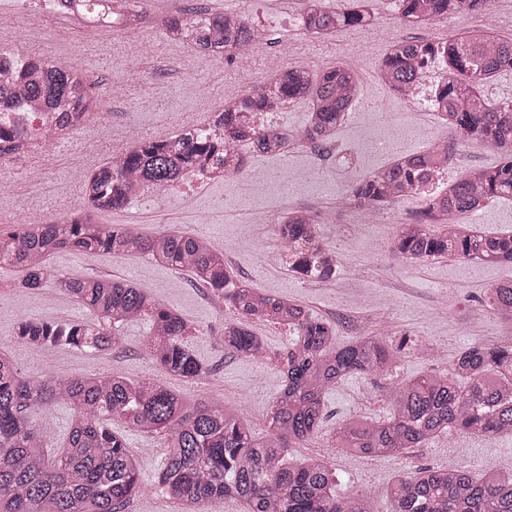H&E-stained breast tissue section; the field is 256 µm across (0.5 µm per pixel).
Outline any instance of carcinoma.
I'll return each instance as SVG.
<instances>
[{
	"instance_id": "cac0c4a2",
	"label": "carcinoma",
	"mask_w": 512,
	"mask_h": 512,
	"mask_svg": "<svg viewBox=\"0 0 512 512\" xmlns=\"http://www.w3.org/2000/svg\"><path fill=\"white\" fill-rule=\"evenodd\" d=\"M484 0H398L399 19L415 26L441 17L480 12ZM373 16V0H346L331 8L324 0H305L302 22L315 34L334 35L363 27ZM164 28L176 42L204 54L220 47L236 49L257 37L245 18L230 20L206 13L192 20L181 13L167 16ZM434 56L448 57V74L439 96L447 125L464 138L500 154L491 168L468 170L455 180L445 198L426 203L418 219L401 224L392 252L412 262L456 258L480 264L512 263V232L474 234L468 224H452L448 213H477L490 199L512 196V100L491 103L482 86L512 70V40L488 29L458 34L444 42L396 40L380 61L391 92L405 96ZM88 76L66 62L45 57L12 59V70L0 71V112H26L39 102L74 101L97 111V100L85 92ZM360 87L342 64L314 72L283 68L235 100L224 99L215 127L224 134L189 129L177 139L141 138L122 157L79 176L84 208L51 224L19 223L0 230V267L22 274L19 287L35 289L47 281L81 303L93 319L51 323L24 318L17 338L33 348L66 345L81 351L112 350L120 328L146 317L151 322L147 356L167 375L194 380L202 365L183 343L190 328L177 311L165 307L147 289L128 281L88 277L55 269L48 260L59 250L140 255L224 295L233 317L224 321V345L238 354L265 357L263 337L250 324L270 322L296 335L280 359L282 389L267 409L265 428L257 433L237 413L219 403L191 407L151 373L133 381L120 374L30 376L0 352V512H120L141 491L139 459L127 450L122 435L108 421L164 440L168 453L155 487L183 512L232 499L243 512H373L372 497L336 496L335 480L325 460L307 458L291 465L290 449L316 439L324 419V396L353 374L385 376L397 367L401 349L378 334L336 345L333 328L314 318L302 304L264 294L241 283L225 284L232 272L224 252L205 238L163 229L145 233L130 224H100L97 216L121 211L141 184L167 187L187 174L222 168L219 180L245 166L244 156L230 152V140L249 144L265 156L284 153L287 138L274 127L251 124L247 112H276L285 101L308 104L304 129L293 138L329 139L345 122ZM25 131L0 128V157L11 152ZM441 163L437 153H407L385 168L352 184L353 200L370 213L416 194L430 171ZM280 240L288 250L290 270L312 279L338 268L336 252L294 214L281 223ZM488 303L499 319L512 324V284L489 288ZM61 403L72 419L67 441L53 459L45 457L30 419L39 407ZM465 432L496 438L512 435V345L474 343L462 351L446 373L425 374L395 388L390 416L382 421L349 418L327 438V447L365 456H397L440 435ZM390 512H512V474L474 478L460 470L422 468L398 476L384 490Z\"/></svg>"
}]
</instances>
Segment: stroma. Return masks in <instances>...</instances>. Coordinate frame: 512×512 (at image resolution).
<instances>
[{
	"label": "stroma",
	"mask_w": 512,
	"mask_h": 512,
	"mask_svg": "<svg viewBox=\"0 0 512 512\" xmlns=\"http://www.w3.org/2000/svg\"><path fill=\"white\" fill-rule=\"evenodd\" d=\"M200 9L223 12L224 0H151L150 48L135 75L126 50L129 34L113 33L111 46L105 50L99 45L96 29H70L51 15L44 0H26L20 7L13 0H0L1 16L34 20L35 54L70 58L96 82L106 97L111 122L107 128L91 123L68 143L49 146L26 162L1 166L0 174L9 177L15 188L0 195V214L9 216L27 209L66 214L83 204L81 188L70 177L74 161L87 168L108 161L114 149L113 129L128 126L142 136L163 138L183 123L203 119L204 103H211L217 111L223 108L224 90L238 80L240 60L203 58L186 76L166 66L167 61L189 56L190 49L167 41L164 18ZM482 24L480 14L463 13L417 28L398 25L393 36L443 42ZM363 35L358 27L341 30L325 49L296 41L283 53L285 65L316 71L338 63L350 65V58L339 53L337 45ZM434 132L429 113L407 107L369 76L361 101L322 148L293 143L281 157H251V166L275 172L263 185L227 186L214 181L192 194L185 192L179 181L166 195L144 197L125 210L99 218L103 224H133L145 232L172 228L205 236L223 250L224 260L237 278L258 292L298 301L333 326L337 344L381 328L395 337L411 339L391 376H352L333 386L324 399L322 437L290 451V460L297 461L309 456L312 448H319L342 498L384 490L396 475L421 468L452 467L478 478L512 469V436L487 440L456 432L395 458L351 455L325 447L323 441L345 419L387 417L389 395L396 385L428 373L447 372L457 355L472 344L512 345V327L502 324L484 304L487 288L512 281V264L439 259L407 265L394 260L389 248L397 226L412 223L424 207L415 195L389 205L380 223L359 224L352 217L341 216L328 225L324 237L339 257L341 278L335 287L322 288L317 282L291 275L276 239L251 221L254 211L261 208L279 215L289 206L332 207L336 188L353 175L367 174L393 155L424 149ZM201 214L208 216V223H197ZM49 263L60 270L133 282L180 312L196 328L184 343L205 372L193 382L167 378V385L188 404L211 399L236 408L255 431H262L266 410L282 389L281 376L270 358L287 350L292 335L286 327L254 324L269 353L268 360L260 362L225 350L224 320L232 311L223 296L199 285L187 273L144 257L113 253L59 252ZM19 282L15 269L0 267V349L10 354L21 371L59 377L118 373L130 379L150 372L143 350L149 325L143 320L125 324L120 330L121 346L105 354L58 344L39 351L28 348L15 337L21 317L68 323L89 320L90 313L53 284L23 291ZM70 418L69 410L57 405L33 411L32 421L45 454L61 448ZM111 427L123 434L128 450L141 460L142 489L121 512H171V503L154 486L155 474L167 454L162 440L120 420L112 421Z\"/></svg>",
	"instance_id": "stroma-1"
}]
</instances>
